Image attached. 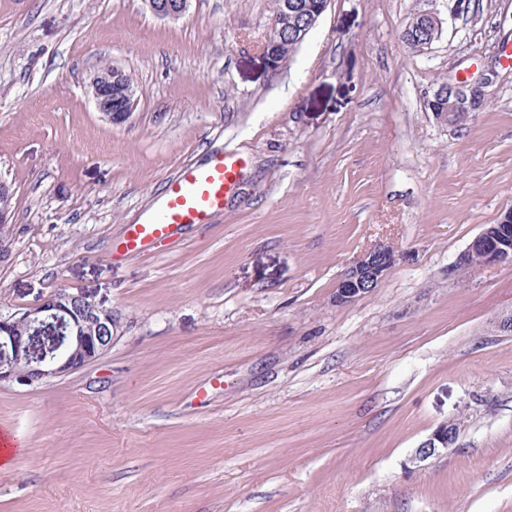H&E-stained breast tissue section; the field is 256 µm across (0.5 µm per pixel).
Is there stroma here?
Returning a JSON list of instances; mask_svg holds the SVG:
<instances>
[{"label":"stroma","instance_id":"35a3bbf8","mask_svg":"<svg viewBox=\"0 0 512 512\" xmlns=\"http://www.w3.org/2000/svg\"><path fill=\"white\" fill-rule=\"evenodd\" d=\"M332 0L269 67L275 0H0V177L13 189L0 313L52 290L111 310L82 369L0 385V512H512V263L458 268L512 210V0ZM443 21L426 50L402 38ZM123 68L121 126L87 93ZM489 75L463 121L426 106ZM236 153L224 212L116 246L184 165ZM369 293L336 284L377 244ZM456 422L423 466L414 449ZM147 9L157 18L176 21L188 9L189 0H143ZM427 12L419 13L415 15L411 21L406 25V30L409 34L415 37L416 40H419L421 36H424L427 27L430 26V35L426 38H421V42L419 40L418 45L420 46V50L428 49L434 41L438 39L437 35L442 32V20L438 15H432L431 24L427 23L429 18L427 17ZM434 32H436V37L434 36ZM417 35V36H416ZM398 259L399 254L385 246L363 254L339 280L335 291L336 304L353 303L358 297L377 287Z\"/></svg>","mask_w":512,"mask_h":512}]
</instances>
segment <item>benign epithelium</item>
<instances>
[{
    "mask_svg": "<svg viewBox=\"0 0 512 512\" xmlns=\"http://www.w3.org/2000/svg\"><path fill=\"white\" fill-rule=\"evenodd\" d=\"M156 17L176 21L188 9L189 0H143ZM331 0H321L309 22L293 30L301 41L327 10ZM291 16L283 10L270 22V35L264 52L272 67L281 63L274 33L288 26ZM479 83H446L448 94L435 92L427 106L436 119L457 123L477 112L487 103L485 87ZM95 106L113 125L126 123L137 104V90L124 81L118 66L95 72L89 82ZM399 259L385 246L363 254L339 280L335 300L348 305L377 287ZM512 262V210L500 223L486 227L460 257L462 268ZM112 311L103 309L81 292L56 289L39 305L21 313L19 319L9 315L0 319V384L30 386L38 381L73 372L86 366L112 348L114 341ZM456 441L452 423L437 427L415 449L411 461L421 464L438 455Z\"/></svg>",
    "mask_w": 512,
    "mask_h": 512,
    "instance_id": "1",
    "label": "benign epithelium"
}]
</instances>
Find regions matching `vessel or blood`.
<instances>
[{
  "mask_svg": "<svg viewBox=\"0 0 512 512\" xmlns=\"http://www.w3.org/2000/svg\"><path fill=\"white\" fill-rule=\"evenodd\" d=\"M244 161L235 154L180 169L165 188L162 203L140 224L130 225L118 248L126 254L147 252L161 241L177 238L193 224H205L224 211L230 189L237 183Z\"/></svg>",
  "mask_w": 512,
  "mask_h": 512,
  "instance_id": "obj_1",
  "label": "vessel or blood"
}]
</instances>
